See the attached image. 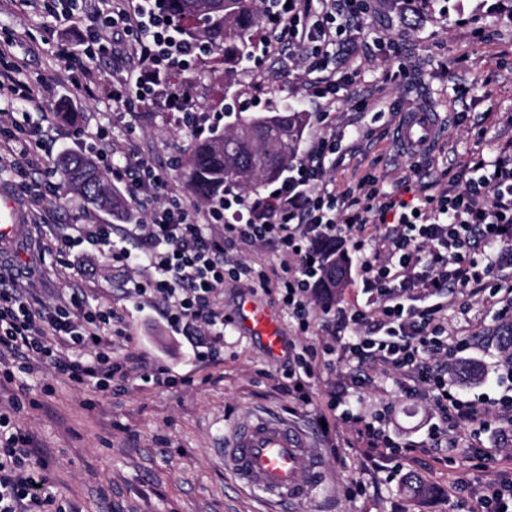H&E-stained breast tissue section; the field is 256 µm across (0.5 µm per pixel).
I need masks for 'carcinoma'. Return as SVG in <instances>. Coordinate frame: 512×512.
<instances>
[{"mask_svg":"<svg viewBox=\"0 0 512 512\" xmlns=\"http://www.w3.org/2000/svg\"><path fill=\"white\" fill-rule=\"evenodd\" d=\"M163 9L181 26L184 36L210 53L224 56V63L238 66L252 58L255 35L261 26L263 11L256 0H164ZM216 77L192 71L177 76L176 86L189 88ZM309 115L286 108L273 112L235 114L221 132L197 139L181 160L187 188L202 201L223 202L224 191L254 188L273 182L286 172L297 158V148ZM275 137H270V132ZM59 182L80 193L90 203L116 212L123 200L105 174L82 154H70L57 166ZM344 261L337 257L328 264L321 284L324 300L333 299L339 287Z\"/></svg>","mask_w":512,"mask_h":512,"instance_id":"obj_1","label":"carcinoma"}]
</instances>
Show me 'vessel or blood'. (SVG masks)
<instances>
[{
  "label": "vessel or blood",
  "mask_w": 512,
  "mask_h": 512,
  "mask_svg": "<svg viewBox=\"0 0 512 512\" xmlns=\"http://www.w3.org/2000/svg\"><path fill=\"white\" fill-rule=\"evenodd\" d=\"M438 127L436 112L427 107L414 108L396 125L395 142L401 152L421 155L433 144ZM18 227L13 202L0 197V246L15 239ZM234 321L259 341L268 356H281L285 338L267 305L243 300ZM223 456L224 469L237 485L273 506H302L326 482L323 458L305 432L287 419L269 414L243 416L225 437Z\"/></svg>",
  "instance_id": "vessel-or-blood-1"
}]
</instances>
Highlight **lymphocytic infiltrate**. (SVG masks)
I'll use <instances>...</instances> for the list:
<instances>
[{
  "label": "lymphocytic infiltrate",
  "instance_id": "lymphocytic-infiltrate-1",
  "mask_svg": "<svg viewBox=\"0 0 512 512\" xmlns=\"http://www.w3.org/2000/svg\"><path fill=\"white\" fill-rule=\"evenodd\" d=\"M62 16L80 11L88 20V37L97 51L115 53L130 64L110 100L126 112L131 101L162 99L174 122L187 123V94L166 80L196 56L178 26L168 22L159 0H58ZM366 13V0H274L275 22L263 50L305 49L316 76L309 86L316 98L333 102L338 81L328 59L349 45ZM93 138L99 158L113 180L125 184L135 203L149 214L145 224L55 238L56 250L109 243L114 232L145 243L138 255L113 252L116 263L153 269L147 283H135L140 298L163 306L167 324L186 344L191 357L209 366L224 356V310L219 299L227 282L247 281L251 288L276 295L295 319L301 339L289 342L280 387L295 401L316 404L318 421L327 429L343 427L356 438L364 458L393 461L402 470L415 450L394 435L386 413L366 415L349 399L362 387L363 370L393 373L403 392L431 402L435 420L427 427L432 447H441L443 425L453 431L488 420L512 425V345L501 344L504 362L497 383L503 395L493 401L463 398L448 380L456 363L471 360L473 340L452 336L445 326L446 291L483 295L500 316L512 317V148L492 160L473 157L461 171H479V179L452 177L438 195L403 196L381 192L374 179L355 189L330 187L326 173L340 139L335 127L311 144L270 193L242 194L228 189L221 206L184 204L158 168L136 148L115 147L105 129ZM50 172L34 129L22 130L13 113H0V171ZM223 220L224 236L205 231ZM348 236L357 255L356 272L365 304L316 308L311 285L321 276L322 249ZM262 246L282 259V273L270 279L260 266L229 257L235 245ZM130 341L122 316L111 307L90 306L79 291L52 305L35 307L15 279L0 274V353L10 352L31 371L44 368L66 376L74 385L95 382L109 391L132 378L151 385H193L192 377L173 379L167 368L113 355L111 337ZM350 366L346 385L315 396L321 369L336 362ZM30 437L10 412L0 410V512H66L44 470L31 458ZM457 495L476 500L481 512H512V481L477 487L462 483Z\"/></svg>",
  "mask_w": 512,
  "mask_h": 512
}]
</instances>
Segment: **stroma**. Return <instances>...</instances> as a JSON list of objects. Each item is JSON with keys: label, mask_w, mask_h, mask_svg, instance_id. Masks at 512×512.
<instances>
[{"label": "stroma", "mask_w": 512, "mask_h": 512, "mask_svg": "<svg viewBox=\"0 0 512 512\" xmlns=\"http://www.w3.org/2000/svg\"><path fill=\"white\" fill-rule=\"evenodd\" d=\"M56 7L57 0H41L35 10L0 0V51L19 65L21 81L39 89L44 100L42 111L29 112L26 127L39 128L55 161L68 153L96 157L98 147L85 132L105 128L162 165L177 196L193 202L176 166L194 137L192 129L174 124L157 106L141 108L129 121L106 98L85 97L45 37L53 30L80 46L87 22L79 15L53 18ZM330 65L350 78L330 114L345 133L327 172L339 189L373 177L384 191H394L407 173L395 162L394 128L399 113L416 106H431L443 119L432 168H450L478 154L492 159L512 138L507 125L512 118V0H428L420 14L410 12L406 0H367L354 53H337ZM305 68L283 55H264L237 72L236 107L247 114L285 104L317 111L302 77ZM362 100L368 103L363 110L358 107ZM68 112L76 113V120H65ZM44 184L39 175L0 171V191L19 214L16 243L0 252V267L31 282L43 304L80 288L91 304L117 308L135 342L114 339L115 353H136L173 375L189 373L196 380L190 387L170 388L132 379L124 391L103 392L91 382L77 387L46 369L26 374L12 361L0 362V394L18 398L17 420L31 437L32 455L47 460L51 484L74 512H266L225 474L219 458L221 437L249 411L279 415L313 431L330 481L301 512H453L450 494L458 480L512 479V458L475 460L473 438L465 435L449 451L453 465L422 454L405 464L402 476L386 481L384 461H360L342 437L318 432L314 406L293 403L275 390L279 360L269 358L236 325L224 330L222 362L192 366L160 307L129 294L133 282L149 277L148 268L122 266L96 252L85 258L79 275L61 277L70 255L46 250L52 235L72 224H124L130 218L97 208L65 188L34 204L31 192ZM249 297L273 309L283 336L297 338L296 324L276 296L242 283L225 285V315H234ZM447 302L449 334L499 336L507 327L478 297L456 293ZM359 396L366 412L392 408L391 426L407 443L426 441V404L407 398L393 379L371 374ZM409 476L423 482L426 494L410 491ZM352 480L361 491L351 498L345 488Z\"/></svg>", "instance_id": "obj_1"}]
</instances>
